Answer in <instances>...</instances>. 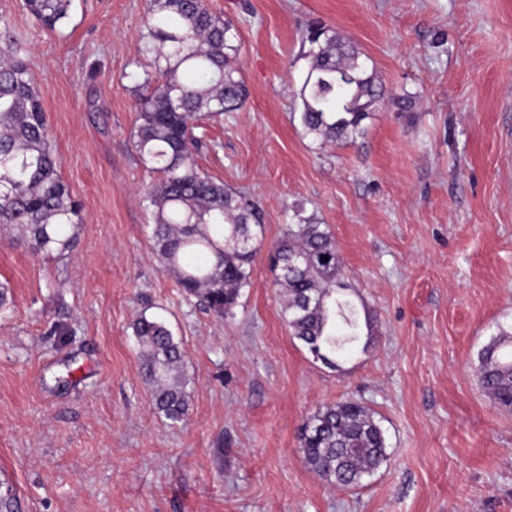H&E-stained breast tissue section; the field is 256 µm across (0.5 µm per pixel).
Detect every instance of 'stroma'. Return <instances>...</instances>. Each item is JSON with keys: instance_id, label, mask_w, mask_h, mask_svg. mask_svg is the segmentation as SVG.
I'll list each match as a JSON object with an SVG mask.
<instances>
[{"instance_id": "35a3bbf8", "label": "stroma", "mask_w": 512, "mask_h": 512, "mask_svg": "<svg viewBox=\"0 0 512 512\" xmlns=\"http://www.w3.org/2000/svg\"><path fill=\"white\" fill-rule=\"evenodd\" d=\"M207 3L239 33L249 98L196 129V162L263 217L227 319L186 298L146 233L159 176L129 136L148 0H74L56 31L0 0L82 216L62 257L0 231V495L14 512H512V412L474 373L512 328V0ZM316 19L385 89L353 145L301 134L293 92ZM296 204L329 227L358 312L332 367L290 336L268 268ZM143 315L187 351L181 423L153 410L132 330ZM347 397L380 419L388 460L336 490L299 432Z\"/></svg>"}]
</instances>
